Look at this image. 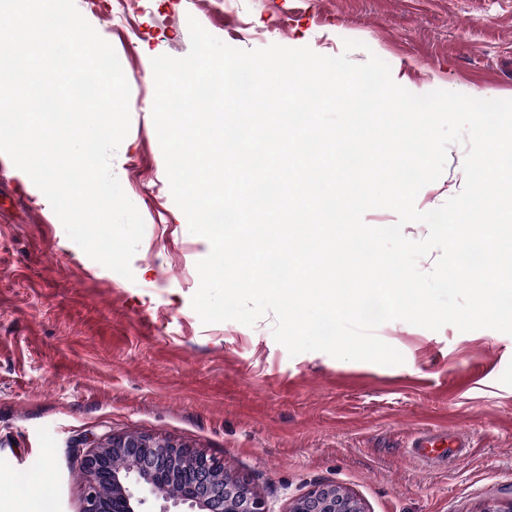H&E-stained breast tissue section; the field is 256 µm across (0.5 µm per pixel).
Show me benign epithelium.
I'll return each mask as SVG.
<instances>
[{
    "label": "benign epithelium",
    "mask_w": 512,
    "mask_h": 512,
    "mask_svg": "<svg viewBox=\"0 0 512 512\" xmlns=\"http://www.w3.org/2000/svg\"><path fill=\"white\" fill-rule=\"evenodd\" d=\"M86 476L82 512H141L148 493L199 512H269L266 501L224 464L205 453L146 435H111L76 450ZM177 484V497L167 493ZM289 512H365L352 494L318 485L290 503Z\"/></svg>",
    "instance_id": "obj_1"
}]
</instances>
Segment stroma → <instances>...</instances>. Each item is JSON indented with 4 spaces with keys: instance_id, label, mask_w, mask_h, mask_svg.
Segmentation results:
<instances>
[{
    "instance_id": "stroma-1",
    "label": "stroma",
    "mask_w": 512,
    "mask_h": 512,
    "mask_svg": "<svg viewBox=\"0 0 512 512\" xmlns=\"http://www.w3.org/2000/svg\"><path fill=\"white\" fill-rule=\"evenodd\" d=\"M87 21L124 57L130 131L112 168L145 231L117 277L68 237L45 195L0 153V503L33 491L81 512L74 453L105 433L184 443L247 480L271 512L319 484L366 512H507L512 506V335L377 334L404 361L289 355L267 314L254 326L202 323L191 306L210 244L173 200L152 120L153 57L190 50L189 19L230 47L279 44L361 64L377 55L415 94L512 99V0H100ZM466 149L416 197L442 206L464 186ZM449 430L461 457L425 463L408 446Z\"/></svg>"
}]
</instances>
